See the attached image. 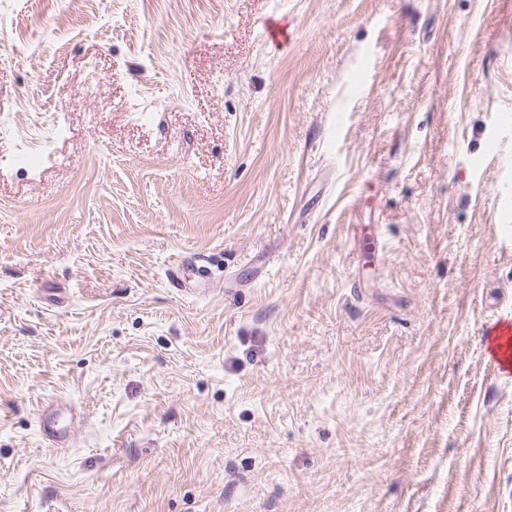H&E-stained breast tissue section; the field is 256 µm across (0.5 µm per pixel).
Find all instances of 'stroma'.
Returning a JSON list of instances; mask_svg holds the SVG:
<instances>
[{"instance_id":"obj_1","label":"stroma","mask_w":512,"mask_h":512,"mask_svg":"<svg viewBox=\"0 0 512 512\" xmlns=\"http://www.w3.org/2000/svg\"><path fill=\"white\" fill-rule=\"evenodd\" d=\"M511 317L512 0H0V512H512ZM485 343L490 359L500 363L502 352L507 345L512 347V320H498L489 325L485 332ZM501 347V351L499 350ZM42 440L55 448H68V438L72 433L70 424L65 423L54 401L45 402L39 413Z\"/></svg>"}]
</instances>
